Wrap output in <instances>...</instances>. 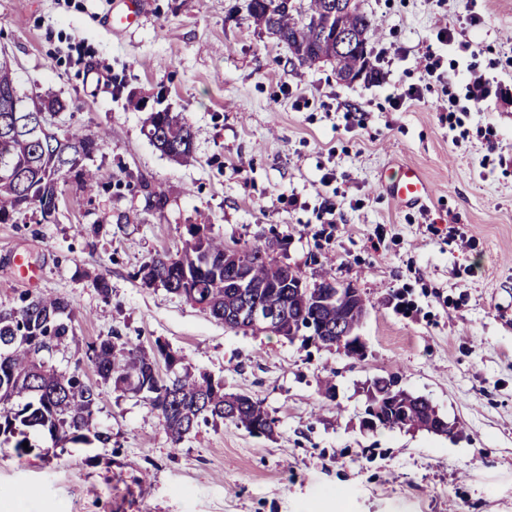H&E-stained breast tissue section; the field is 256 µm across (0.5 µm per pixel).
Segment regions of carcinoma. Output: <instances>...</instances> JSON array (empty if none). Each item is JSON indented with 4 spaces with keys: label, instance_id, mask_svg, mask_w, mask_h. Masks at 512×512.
Returning a JSON list of instances; mask_svg holds the SVG:
<instances>
[{
    "label": "carcinoma",
    "instance_id": "obj_1",
    "mask_svg": "<svg viewBox=\"0 0 512 512\" xmlns=\"http://www.w3.org/2000/svg\"><path fill=\"white\" fill-rule=\"evenodd\" d=\"M333 0H252V16L267 17L277 41L299 65H312L325 57L336 64L343 81L358 75H375L367 46L376 29L374 20L357 9L329 8ZM356 36L355 43L330 52L336 31ZM16 88L7 61L0 58V223L7 224L34 208L43 220L54 216L64 187L74 183L82 192L97 185V174L87 162L100 153L101 136L65 134L46 136L39 130L46 112L65 108L60 100L47 97L38 102L39 112H14L7 96ZM145 135L160 143L175 160L189 158L193 147L191 127L168 112H151ZM190 239L183 252L152 259L141 270L144 282H157L170 293L180 294L200 310L232 330L243 325L236 320L239 297L233 288L235 265L224 264L223 242L211 237L203 225L189 227ZM243 263L252 272L251 299L275 304L280 322L288 330L320 328L325 324L343 327L359 323L363 301L348 302L343 308L322 303L321 296L298 288L301 275L278 262L266 248L254 244L240 250ZM74 308L64 297L26 296L21 305L0 313V435L13 436L20 428L48 431L56 441L86 442L97 404L95 386L86 381L79 367L70 372L46 366L42 353L50 352L74 338ZM174 364L171 376L162 377L156 356ZM86 357L99 380L115 388L143 395L158 412L166 433L178 443L200 422L228 420L252 433L273 432L274 420L261 402L244 394H226L221 382L208 376L194 377L181 368L182 357L169 347L156 345L148 354L140 345L119 336L100 337L87 347ZM392 379L378 378L373 395L391 397L383 406L388 428H411L421 418L426 404L411 395L396 401L390 395Z\"/></svg>",
    "mask_w": 512,
    "mask_h": 512
}]
</instances>
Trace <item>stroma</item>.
<instances>
[{
	"mask_svg": "<svg viewBox=\"0 0 512 512\" xmlns=\"http://www.w3.org/2000/svg\"><path fill=\"white\" fill-rule=\"evenodd\" d=\"M248 2L144 0L114 30L119 0H0L20 95L60 99L59 133L104 138L97 192L70 185L53 220L0 223V312L67 298L75 338L47 353L57 368L95 381L88 343L160 342L275 421L270 436L203 423L175 444L141 396L97 383L92 426L110 443L48 456L30 429L21 457L0 436V512H512V0H361L377 74L351 84L291 61ZM472 69L498 91L448 111ZM410 87L419 99L395 104ZM149 109L190 125L188 161L145 136ZM402 166L429 185L423 204L387 195ZM192 224L267 245L307 285L328 270L357 288L363 358L230 330L145 285L141 267L180 252ZM390 375L454 435L364 429L368 388Z\"/></svg>",
	"mask_w": 512,
	"mask_h": 512,
	"instance_id": "obj_1",
	"label": "stroma"
}]
</instances>
